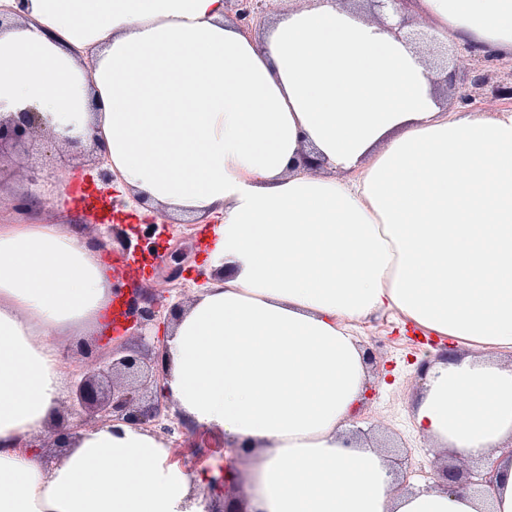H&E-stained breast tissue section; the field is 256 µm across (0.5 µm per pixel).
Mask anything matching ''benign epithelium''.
<instances>
[{
    "instance_id": "1",
    "label": "benign epithelium",
    "mask_w": 512,
    "mask_h": 512,
    "mask_svg": "<svg viewBox=\"0 0 512 512\" xmlns=\"http://www.w3.org/2000/svg\"><path fill=\"white\" fill-rule=\"evenodd\" d=\"M236 2L235 20L245 30L265 21V0H234ZM373 12L382 19L397 18L390 25L395 34H405L410 25L406 15L407 0H366ZM56 141L58 137L49 125L44 113L34 106H28L19 112L18 117L8 122H0V178L9 171V150L15 149L26 141L41 135ZM122 300V315L127 328L134 330L140 339L148 337L147 330L158 318L157 299L150 297L147 305H140L138 289H131L125 295L112 291ZM164 376L149 377L140 359L127 351L123 344L112 345V362L109 366V380L100 379L92 374L82 379L76 387L78 404L89 414L99 418L102 423H129L146 430L160 424L166 405L164 398ZM438 483L450 492L466 489L472 484L470 473L463 465L448 463L437 469Z\"/></svg>"
}]
</instances>
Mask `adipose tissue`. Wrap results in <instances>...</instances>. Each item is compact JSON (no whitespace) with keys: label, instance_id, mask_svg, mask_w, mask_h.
Masks as SVG:
<instances>
[{"label":"adipose tissue","instance_id":"1","mask_svg":"<svg viewBox=\"0 0 512 512\" xmlns=\"http://www.w3.org/2000/svg\"><path fill=\"white\" fill-rule=\"evenodd\" d=\"M436 40L512 52V0H413ZM225 0H0V120L41 107L135 198L221 213L217 270L167 329L189 427L247 464L246 512H512V110L448 109L437 71L338 0L264 39ZM315 148L330 175L304 169ZM341 170L343 178L332 175ZM112 268L71 224H0V512H204L209 473L137 426L79 431L50 468L22 448L57 417L63 333H98ZM395 311L466 354L430 359L413 419L448 457L494 460L488 495L403 489L352 433L355 329Z\"/></svg>","mask_w":512,"mask_h":512}]
</instances>
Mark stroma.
<instances>
[{
	"label": "stroma",
	"instance_id": "stroma-1",
	"mask_svg": "<svg viewBox=\"0 0 512 512\" xmlns=\"http://www.w3.org/2000/svg\"><path fill=\"white\" fill-rule=\"evenodd\" d=\"M421 50L434 63H448L459 72L484 69L488 84L477 98L476 108L490 112L507 108V101L496 97L494 89L499 82L512 79L511 53L494 55L488 62L473 52L434 41L422 44ZM33 163L43 168L36 183L30 180L29 166ZM27 196L37 200L30 214L39 223L76 224L94 237L100 236L103 230H111L108 260L113 265L121 259L134 262L140 274L129 277L128 282L143 295H151L155 282L166 279L174 265H181V276L168 281L169 292L158 304L159 322L168 320L172 305L188 303L195 290L209 281L206 239L212 220L200 224L178 219L167 222L159 213L139 212L131 195L119 184L102 182L91 156L64 147L51 149L42 140L13 151L12 171L0 179V217L21 218L16 202ZM419 336V330L395 312L373 315L360 323L359 340L376 357L369 366L370 383L376 395L359 419L351 423L365 437L389 441L395 468L406 475V485L410 488L435 483L433 450L413 427V400L419 390L416 369L419 361L435 352ZM88 342L85 336L66 342L69 355L66 370L71 382H79L84 375L102 370L110 361L112 347L108 344L100 345L92 357L82 356L80 349ZM163 423L172 429L169 450L179 454L186 471H193L201 458L210 464L223 462L222 439L205 430H188L174 411Z\"/></svg>",
	"mask_w": 512,
	"mask_h": 512
}]
</instances>
